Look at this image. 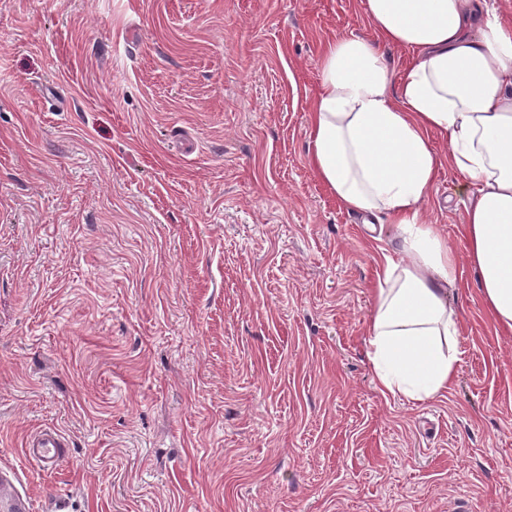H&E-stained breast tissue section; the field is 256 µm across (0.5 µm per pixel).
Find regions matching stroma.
Listing matches in <instances>:
<instances>
[{"label":"stroma","mask_w":512,"mask_h":512,"mask_svg":"<svg viewBox=\"0 0 512 512\" xmlns=\"http://www.w3.org/2000/svg\"><path fill=\"white\" fill-rule=\"evenodd\" d=\"M351 35L364 0H0V471L34 512H512V335L472 272L448 393L374 385L397 230L308 162ZM468 204L443 167L419 206L460 253ZM66 448L64 437L56 430L30 435L25 442V454L41 467L54 469L61 461Z\"/></svg>","instance_id":"1"}]
</instances>
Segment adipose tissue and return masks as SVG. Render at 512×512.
<instances>
[{
    "instance_id": "adipose-tissue-1",
    "label": "adipose tissue",
    "mask_w": 512,
    "mask_h": 512,
    "mask_svg": "<svg viewBox=\"0 0 512 512\" xmlns=\"http://www.w3.org/2000/svg\"><path fill=\"white\" fill-rule=\"evenodd\" d=\"M365 3L378 41L351 35L320 46L309 162L344 209L397 228L372 288L367 356L381 393L423 402L455 383L461 355L448 301L457 257L419 217L442 163L474 190L468 265L488 317L512 332V22L486 0ZM384 43L411 51L400 73ZM434 132L447 156L435 151Z\"/></svg>"
}]
</instances>
